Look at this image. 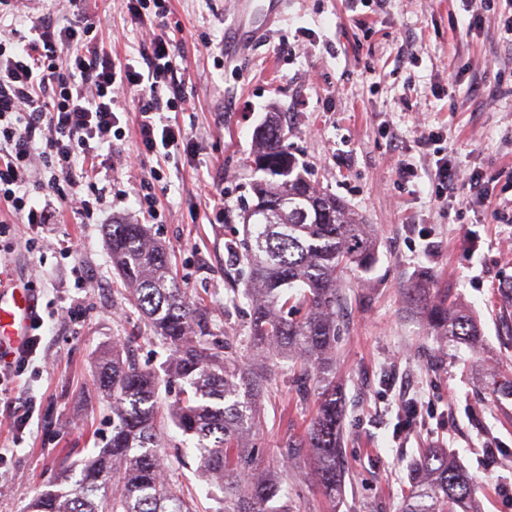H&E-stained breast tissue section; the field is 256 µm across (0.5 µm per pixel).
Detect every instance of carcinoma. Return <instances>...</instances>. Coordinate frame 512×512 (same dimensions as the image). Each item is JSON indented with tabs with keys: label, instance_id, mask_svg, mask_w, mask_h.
<instances>
[{
	"label": "carcinoma",
	"instance_id": "cac0c4a2",
	"mask_svg": "<svg viewBox=\"0 0 512 512\" xmlns=\"http://www.w3.org/2000/svg\"><path fill=\"white\" fill-rule=\"evenodd\" d=\"M256 135L257 203L285 200L275 223L244 224L241 260L248 268L252 317L245 337L256 360L245 363L194 329L196 309L170 277L166 249L142 224H112V263L133 285L135 306L154 337L170 350L166 375L188 385L168 409L171 423L195 441L198 472L224 494V512H276V467L243 443L260 422L255 402L268 384L263 361L285 358L300 392L314 384L318 405L299 447L308 448L307 475L334 497L342 492L337 469L341 409L334 354L340 273L366 268L375 241L369 225L345 203L294 174L286 132L275 112ZM409 294L437 335L479 346L470 317L414 286ZM98 384L112 400V435L106 446L48 484L27 512H192L159 455L156 390L159 378L131 358L106 353ZM491 395L512 400V376L493 377ZM410 490L401 512H479L471 477L444 448H424L409 467Z\"/></svg>",
	"mask_w": 512,
	"mask_h": 512
}]
</instances>
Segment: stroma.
<instances>
[{"label": "stroma", "mask_w": 512, "mask_h": 512, "mask_svg": "<svg viewBox=\"0 0 512 512\" xmlns=\"http://www.w3.org/2000/svg\"><path fill=\"white\" fill-rule=\"evenodd\" d=\"M236 2L165 0L160 19L128 0H85L105 50L136 69L145 67L158 23L175 33L186 101L168 120L193 140L168 157L139 153L137 96L126 93L112 143L100 150L94 182L107 204L96 222L69 207L38 230L20 225L0 238V270L36 289L45 320L35 361L0 395V512H25L67 467L105 447L112 413L97 386L104 351L130 353L160 375V409L179 395L163 376L165 348L112 264L106 225L148 228L211 340L246 336L251 305L228 295L247 279L235 249L240 214L254 201L255 133L270 112L281 116L298 171L362 215L377 241L371 268L345 273L336 308L343 491L328 498L297 469L282 501L289 512H400L409 461L438 446L469 472L481 512H512L500 491L512 482V401L493 400L485 388L491 375L512 373V299L504 294L512 288V220L491 219L475 198L438 202L436 157L420 142L439 132L457 167L481 172L492 194L512 196V50L498 25L512 0L470 13L456 0H288L267 40L228 61L222 45ZM403 162L415 178H401ZM144 180L154 185L155 219L136 203ZM416 284L474 318L480 348L431 333L407 297ZM267 369L264 422L247 442L269 458L299 459L293 442L316 397L298 392L287 361ZM403 388L431 401L424 423L406 425ZM25 412L20 433L14 420ZM160 439L195 512H221L222 493L202 480L180 432L165 425Z\"/></svg>", "instance_id": "1"}]
</instances>
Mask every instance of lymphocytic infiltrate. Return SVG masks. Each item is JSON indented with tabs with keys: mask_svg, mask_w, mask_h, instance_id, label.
Listing matches in <instances>:
<instances>
[{
	"mask_svg": "<svg viewBox=\"0 0 512 512\" xmlns=\"http://www.w3.org/2000/svg\"><path fill=\"white\" fill-rule=\"evenodd\" d=\"M80 2L70 0L73 12L66 22L43 20L29 35L0 42V204L31 226L48 223L50 215L29 206L21 192L29 182L60 205L73 204L86 217L94 216L102 198L82 194L80 165L111 141L121 93L139 92L133 125L140 148L177 151L189 141L184 129L158 120L181 100L177 93L167 99L156 94L160 84H179L175 39L165 31L154 35L147 69L138 71L104 52ZM435 166L443 201L456 203L464 189L480 193L478 172L463 171L445 156Z\"/></svg>",
	"mask_w": 512,
	"mask_h": 512,
	"instance_id": "obj_1",
	"label": "lymphocytic infiltrate"
}]
</instances>
